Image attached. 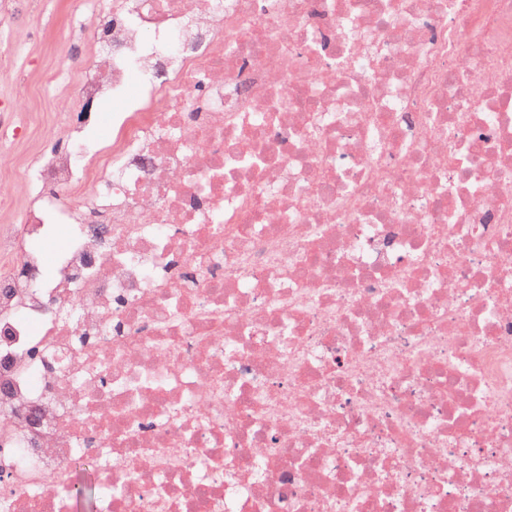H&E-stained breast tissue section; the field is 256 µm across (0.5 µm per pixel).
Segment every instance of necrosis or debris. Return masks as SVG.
Masks as SVG:
<instances>
[{"label":"necrosis or debris","instance_id":"1","mask_svg":"<svg viewBox=\"0 0 512 512\" xmlns=\"http://www.w3.org/2000/svg\"><path fill=\"white\" fill-rule=\"evenodd\" d=\"M98 4L144 96L0 234V512H512V0ZM68 479V488L69 495L73 500H77L79 494H83V501L86 506L90 509L89 512H93V508H99L103 492L98 489V485L96 480L94 481H81V482H73L69 478Z\"/></svg>","mask_w":512,"mask_h":512}]
</instances>
